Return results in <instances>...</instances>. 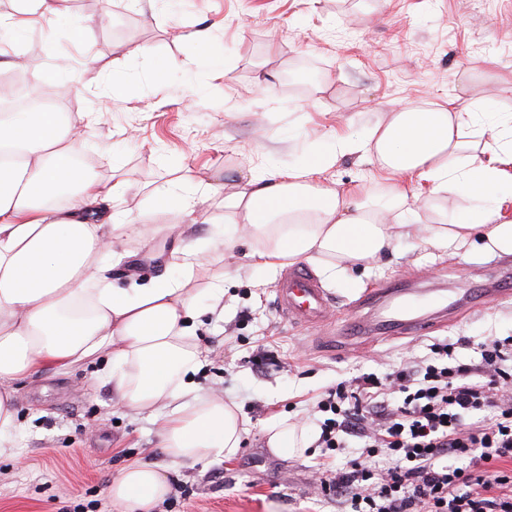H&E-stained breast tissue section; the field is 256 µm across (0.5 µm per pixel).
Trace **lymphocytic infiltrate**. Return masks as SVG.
Returning <instances> with one entry per match:
<instances>
[{"instance_id": "lymphocytic-infiltrate-1", "label": "lymphocytic infiltrate", "mask_w": 512, "mask_h": 512, "mask_svg": "<svg viewBox=\"0 0 512 512\" xmlns=\"http://www.w3.org/2000/svg\"><path fill=\"white\" fill-rule=\"evenodd\" d=\"M431 351L319 401V447L360 449L319 479L344 512H512V350L485 343L473 363L448 343Z\"/></svg>"}]
</instances>
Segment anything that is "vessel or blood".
I'll use <instances>...</instances> for the list:
<instances>
[{"label": "vessel or blood", "mask_w": 512, "mask_h": 512, "mask_svg": "<svg viewBox=\"0 0 512 512\" xmlns=\"http://www.w3.org/2000/svg\"><path fill=\"white\" fill-rule=\"evenodd\" d=\"M361 303L364 315L335 329L327 324L332 312L330 295L309 269H292L277 285V304L283 317L297 324L327 325L326 342L334 348L346 347L355 338L371 343L400 335L417 336L430 323L447 316L443 303L430 313H422V300L408 297L396 283L368 291Z\"/></svg>", "instance_id": "1"}]
</instances>
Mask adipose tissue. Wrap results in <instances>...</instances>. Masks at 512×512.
<instances>
[{
  "instance_id": "obj_1",
  "label": "adipose tissue",
  "mask_w": 512,
  "mask_h": 512,
  "mask_svg": "<svg viewBox=\"0 0 512 512\" xmlns=\"http://www.w3.org/2000/svg\"><path fill=\"white\" fill-rule=\"evenodd\" d=\"M69 0H12L0 27L55 29L70 17ZM480 106L461 95L430 107L405 108L368 138L343 136L319 165L340 156L376 158L381 174L347 189L313 182L312 167L280 175L260 166L235 189L197 180L189 193L156 196L158 207L185 216L209 200L224 209V234L202 240L172 236L170 264L178 278L116 287L108 272L127 233L150 237L147 220H127L126 183L117 169L77 166L78 131L86 114L0 113V452L19 428L10 381L46 365L66 369L107 356L121 405L166 410L160 446L169 460L192 465L231 458L244 431L235 404L200 394L192 377L208 360L197 338L205 314L218 312L225 274L198 286L204 252L252 246L255 268L300 262L335 273L368 266L400 239L446 248L482 229L493 249L512 253V114L479 121ZM466 193L472 201L432 208V200ZM169 491L165 467L143 460L113 478L108 495L124 512H148Z\"/></svg>"
}]
</instances>
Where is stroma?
Returning a JSON list of instances; mask_svg holds the SVG:
<instances>
[{
    "label": "stroma",
    "instance_id": "1",
    "mask_svg": "<svg viewBox=\"0 0 512 512\" xmlns=\"http://www.w3.org/2000/svg\"><path fill=\"white\" fill-rule=\"evenodd\" d=\"M73 21L53 31L29 27L7 51L28 57L36 87L53 86L66 65L72 94L60 105L95 121L82 151L101 170L120 167L126 205L152 215L159 233L125 239L127 259L111 269L119 284L167 274L170 224L181 212H154L149 188L179 190L182 167L203 180H230L255 164L285 172L333 148L336 135L367 137L390 113L430 107L463 93L488 112L512 108V0H71ZM125 44L127 54L114 53ZM298 58L319 64L306 93L282 86ZM247 247L210 271L227 269L224 311L204 316L196 334L209 353L199 392L234 402L246 422L237 453L191 466L168 463L157 423L162 410L119 405L111 384L82 366H45L16 380L23 428L0 456V512H74L96 502L117 512L112 478L135 460L165 465L170 492L154 512H340L319 493L318 468L356 454L308 447L272 454L264 431L285 419L316 439L317 403L337 383L425 360L435 343L476 359L480 344L512 336V297L479 301L436 321L422 336L336 353L314 329L286 321L277 307L278 273L251 266ZM512 277V254L490 252L481 233L455 250L401 240L368 268L323 278L337 318L352 317L366 288L388 282L454 301L465 288Z\"/></svg>",
    "mask_w": 512,
    "mask_h": 512
}]
</instances>
